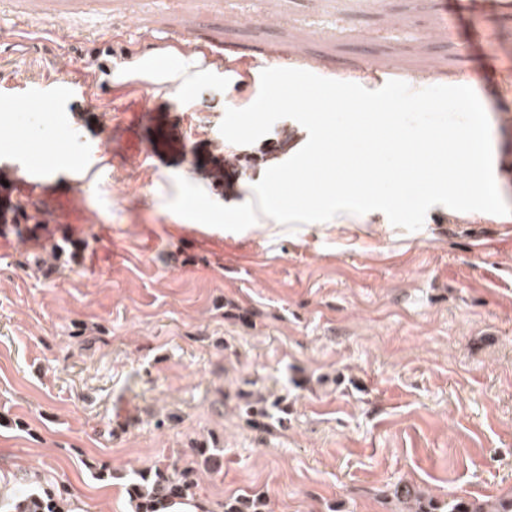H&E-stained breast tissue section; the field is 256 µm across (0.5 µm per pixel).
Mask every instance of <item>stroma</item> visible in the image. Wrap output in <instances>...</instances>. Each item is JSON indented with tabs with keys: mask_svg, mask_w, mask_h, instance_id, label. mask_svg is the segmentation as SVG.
<instances>
[{
	"mask_svg": "<svg viewBox=\"0 0 512 512\" xmlns=\"http://www.w3.org/2000/svg\"><path fill=\"white\" fill-rule=\"evenodd\" d=\"M171 34L198 82L142 98L137 63ZM112 46L134 60L85 70ZM362 56L372 78L420 89L468 75L512 205V0H0V480L131 512L134 471L214 438L224 466L195 481L216 505L256 492L268 512H391L401 482L512 494V222L437 205L415 232L372 211L273 236L167 207L178 176L249 202L306 143L290 118L251 145L221 135L226 109L253 101L249 73L353 82ZM46 80L85 93L65 112L21 101ZM245 387L281 400L285 426L247 422Z\"/></svg>",
	"mask_w": 512,
	"mask_h": 512,
	"instance_id": "stroma-1",
	"label": "stroma"
}]
</instances>
